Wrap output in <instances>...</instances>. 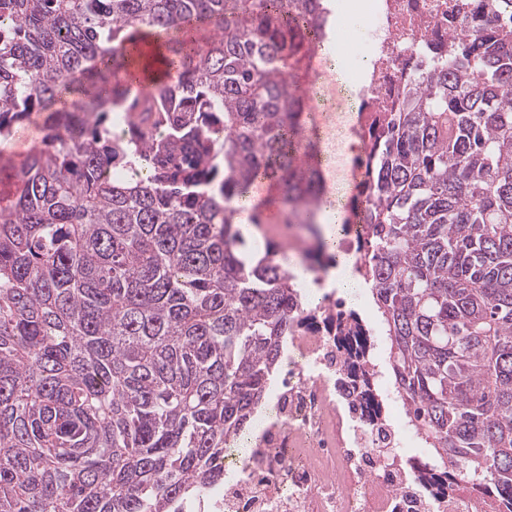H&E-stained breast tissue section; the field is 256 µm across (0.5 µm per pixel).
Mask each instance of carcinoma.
<instances>
[{
    "mask_svg": "<svg viewBox=\"0 0 512 512\" xmlns=\"http://www.w3.org/2000/svg\"><path fill=\"white\" fill-rule=\"evenodd\" d=\"M390 112L368 116L358 240L421 472L512 512V25L476 0ZM320 0H0V512H182L219 483L294 331L272 244L239 209L321 201L293 80ZM144 92L135 81L154 73ZM45 113L32 112L29 117L14 125L9 141L0 143V158L19 160L28 151L40 147L47 131L44 127Z\"/></svg>",
    "mask_w": 512,
    "mask_h": 512,
    "instance_id": "cac0c4a2",
    "label": "carcinoma"
}]
</instances>
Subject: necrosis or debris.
Instances as JSON below:
<instances>
[{
	"mask_svg": "<svg viewBox=\"0 0 512 512\" xmlns=\"http://www.w3.org/2000/svg\"><path fill=\"white\" fill-rule=\"evenodd\" d=\"M368 48L351 70L354 112H384L417 83L470 18L466 0H351ZM324 294L297 309L283 379L231 478L189 512H505L460 483L434 494L417 462L427 452L384 370V346L359 314Z\"/></svg>",
	"mask_w": 512,
	"mask_h": 512,
	"instance_id": "1",
	"label": "necrosis or debris"
}]
</instances>
